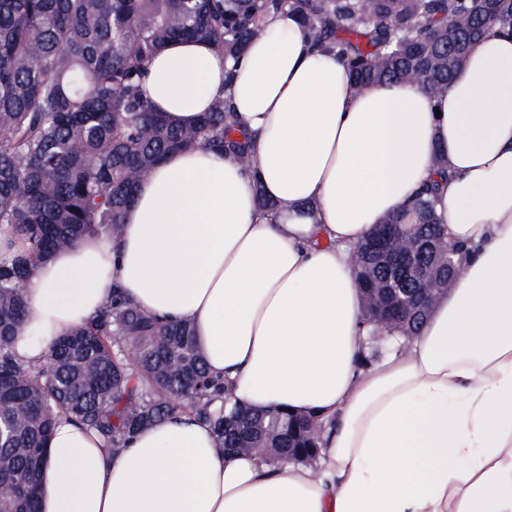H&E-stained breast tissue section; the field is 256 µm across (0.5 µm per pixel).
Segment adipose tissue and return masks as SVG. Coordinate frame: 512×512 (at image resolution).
Returning <instances> with one entry per match:
<instances>
[{
    "mask_svg": "<svg viewBox=\"0 0 512 512\" xmlns=\"http://www.w3.org/2000/svg\"><path fill=\"white\" fill-rule=\"evenodd\" d=\"M226 91L248 162L205 147L166 156L119 238L85 237L35 268L15 355L42 365L51 342L122 293L192 324L238 406L318 418L321 464L224 454L188 416L137 431L116 455L64 417L41 512H512V38L487 32L441 97L411 81L357 88L285 12L237 63L176 41L146 65L145 100L184 126ZM439 156L436 209L466 250L461 272L418 336L362 368L354 250L436 179Z\"/></svg>",
    "mask_w": 512,
    "mask_h": 512,
    "instance_id": "ef3b65f1",
    "label": "adipose tissue"
}]
</instances>
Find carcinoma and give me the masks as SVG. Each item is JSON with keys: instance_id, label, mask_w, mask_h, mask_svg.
Instances as JSON below:
<instances>
[{"instance_id": "carcinoma-1", "label": "carcinoma", "mask_w": 512, "mask_h": 512, "mask_svg": "<svg viewBox=\"0 0 512 512\" xmlns=\"http://www.w3.org/2000/svg\"><path fill=\"white\" fill-rule=\"evenodd\" d=\"M288 11L314 46L333 51L364 88L417 80L448 89L489 29L512 35V0H0V226L23 244L0 249V512H39V482L55 422L74 417L117 455L134 432L191 414L218 446L288 459L319 426L286 410L224 409V383L207 371L193 330L168 324L117 295L89 323L59 337L40 368L13 351L33 269L92 234L119 236L136 186L167 154L205 146L242 158L249 141L228 99L217 96L195 126L154 111L143 97L144 65L176 40L207 41L237 61L270 12ZM439 184L425 185L405 213L377 230L397 260L431 245L436 277L460 274L435 209ZM449 255L452 268L440 265ZM364 290L394 270L356 253ZM421 326L393 318L373 336L410 337Z\"/></svg>"}]
</instances>
